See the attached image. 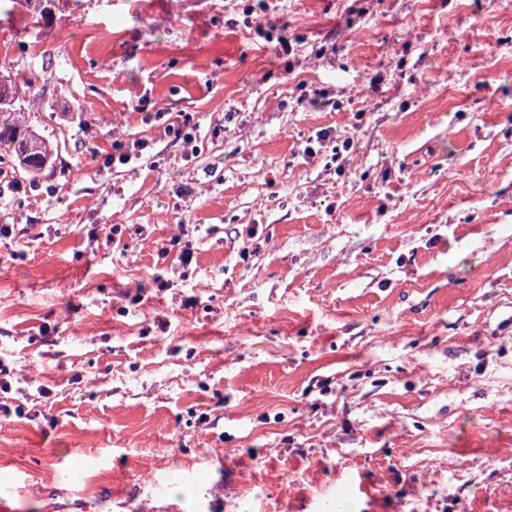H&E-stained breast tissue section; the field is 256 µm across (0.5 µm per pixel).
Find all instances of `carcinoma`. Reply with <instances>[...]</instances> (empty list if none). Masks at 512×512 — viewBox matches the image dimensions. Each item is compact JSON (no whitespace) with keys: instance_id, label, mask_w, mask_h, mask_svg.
<instances>
[{"instance_id":"cac0c4a2","label":"carcinoma","mask_w":512,"mask_h":512,"mask_svg":"<svg viewBox=\"0 0 512 512\" xmlns=\"http://www.w3.org/2000/svg\"><path fill=\"white\" fill-rule=\"evenodd\" d=\"M26 9L29 23L39 24L55 11L70 8V0H0V11L13 12L17 6ZM33 83L22 70L0 68V161L9 162L10 173L35 176L54 163V149L27 119L28 99L25 90Z\"/></svg>"}]
</instances>
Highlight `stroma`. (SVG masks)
Returning a JSON list of instances; mask_svg holds the SVG:
<instances>
[{
    "mask_svg": "<svg viewBox=\"0 0 512 512\" xmlns=\"http://www.w3.org/2000/svg\"><path fill=\"white\" fill-rule=\"evenodd\" d=\"M3 42L58 150L0 206L11 512H512V0H83Z\"/></svg>",
    "mask_w": 512,
    "mask_h": 512,
    "instance_id": "obj_1",
    "label": "stroma"
}]
</instances>
